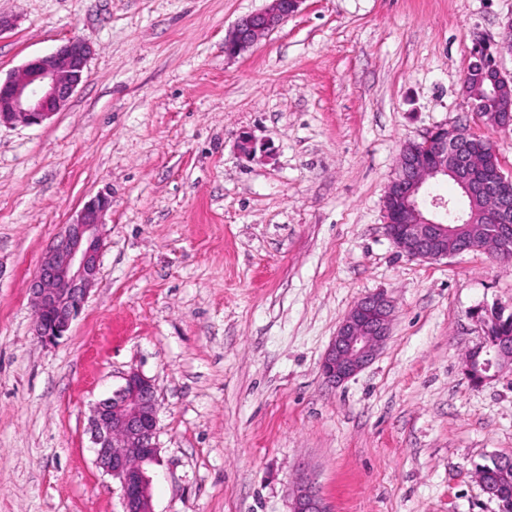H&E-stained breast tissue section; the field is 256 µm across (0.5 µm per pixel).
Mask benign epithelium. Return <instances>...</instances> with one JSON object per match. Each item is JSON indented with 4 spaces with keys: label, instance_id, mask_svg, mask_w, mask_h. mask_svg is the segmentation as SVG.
Wrapping results in <instances>:
<instances>
[{
    "label": "benign epithelium",
    "instance_id": "benign-epithelium-1",
    "mask_svg": "<svg viewBox=\"0 0 512 512\" xmlns=\"http://www.w3.org/2000/svg\"><path fill=\"white\" fill-rule=\"evenodd\" d=\"M303 0H270V4L241 18L225 42L226 53L238 56L279 28L298 12ZM508 23L498 40L474 38L473 61L464 91L473 111L496 128L512 124V75L500 61L512 56ZM92 49L71 38L54 52L29 59L17 73L0 79V125H40L61 111L84 80ZM469 133L439 125L421 137L424 151L400 150L394 177L384 196V214L394 205L402 223L389 233L405 256L436 261L477 249L462 233L471 223L459 214L458 223L442 219L458 209L457 202L429 196L431 181L451 177L462 195L484 204V222L498 233L485 248L512 246V183L500 168L488 166L483 155L462 148ZM111 200L105 195L87 201L64 226L44 253L30 281L35 317L34 334L44 344L67 335L96 284L102 252L101 229ZM392 301L374 294L358 301L343 317L321 363L327 382L338 385L354 377L377 355L390 334ZM512 362V342L507 337L490 340L475 350L465 364L472 383L479 385ZM112 395L91 408L88 433L95 465L118 481L122 512H153L151 490L160 465L157 444L158 398L152 380L136 369L123 377ZM291 512H329L313 483L295 482Z\"/></svg>",
    "mask_w": 512,
    "mask_h": 512
}]
</instances>
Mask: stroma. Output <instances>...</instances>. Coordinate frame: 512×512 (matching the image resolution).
<instances>
[{
  "instance_id": "stroma-1",
  "label": "stroma",
  "mask_w": 512,
  "mask_h": 512,
  "mask_svg": "<svg viewBox=\"0 0 512 512\" xmlns=\"http://www.w3.org/2000/svg\"><path fill=\"white\" fill-rule=\"evenodd\" d=\"M268 0H0V76L79 37L84 82L43 124L0 126V512H120L89 407L132 369L159 398L154 512H291L299 477L331 512H502L476 476L512 457V365L464 372L472 313H512V262L412 260L383 200L404 143L457 126L512 175V127L472 112V38L512 0H302L248 52L224 42ZM249 132L269 157L247 160ZM100 273L66 336L40 343L29 282L100 193ZM385 293L391 334L333 387L344 315Z\"/></svg>"
}]
</instances>
